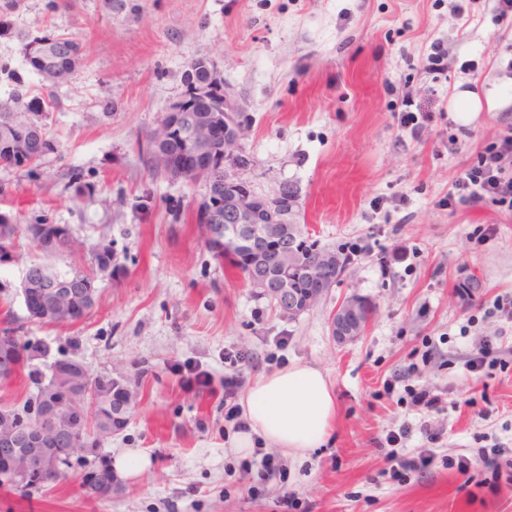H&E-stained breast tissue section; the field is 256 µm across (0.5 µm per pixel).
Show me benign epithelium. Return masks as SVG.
<instances>
[{
  "label": "benign epithelium",
  "mask_w": 512,
  "mask_h": 512,
  "mask_svg": "<svg viewBox=\"0 0 512 512\" xmlns=\"http://www.w3.org/2000/svg\"><path fill=\"white\" fill-rule=\"evenodd\" d=\"M184 102L185 98H179L160 117L154 135L166 144L178 137L192 148L178 155L171 152L163 155V173L195 183L212 166L211 147L224 145V195L214 194L216 206L224 209V241L244 254L243 268L255 292L273 295L288 308L290 318L311 309L327 292L323 276L328 268L339 263L338 256L320 250L316 261L306 260V247L298 245V238L285 221L288 209L296 202L289 196L287 187L281 186L273 197L258 195L243 178V171L252 162L243 146L245 122L235 101L223 94V100L214 104L200 125L187 129L182 121ZM259 224L275 227L276 245L270 247L255 237ZM18 294L30 322L48 321L64 303H78L72 290L59 283L55 271L45 266L39 267L37 281L32 280L31 270H26ZM355 304L352 299L346 301L331 319L332 336L339 343L360 335V328L352 321ZM49 373L59 383L71 379V362L63 355L51 362ZM35 410L37 417L29 419L20 409H0V479L27 489L40 487V476L72 462L70 457L50 452L45 448L47 443L84 434V410L78 397L69 391L64 390L56 397L37 396Z\"/></svg>",
  "instance_id": "1"
}]
</instances>
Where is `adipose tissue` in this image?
Segmentation results:
<instances>
[{
	"mask_svg": "<svg viewBox=\"0 0 512 512\" xmlns=\"http://www.w3.org/2000/svg\"><path fill=\"white\" fill-rule=\"evenodd\" d=\"M248 429L235 439L239 450L254 438L292 455L320 447L329 437L338 410L332 383L318 368L295 364L258 375L240 402Z\"/></svg>",
	"mask_w": 512,
	"mask_h": 512,
	"instance_id": "1",
	"label": "adipose tissue"
}]
</instances>
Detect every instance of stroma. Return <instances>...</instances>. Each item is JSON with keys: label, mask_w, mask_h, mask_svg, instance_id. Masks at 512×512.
Here are the masks:
<instances>
[{"label": "stroma", "mask_w": 512, "mask_h": 512, "mask_svg": "<svg viewBox=\"0 0 512 512\" xmlns=\"http://www.w3.org/2000/svg\"><path fill=\"white\" fill-rule=\"evenodd\" d=\"M460 3L464 16L451 9ZM0 0V99L23 77L52 96L59 145L34 169L0 167V212L68 225L76 252L51 255L20 239L0 264V315L27 313L13 292L24 270L94 268L111 246L118 271L99 279L97 303L79 322L34 323L31 336L74 351L96 374L129 379L137 403L105 438L106 460L133 449L143 471L112 493L82 487L83 466L47 492L0 491V512H512V321L496 307L512 295V212L489 202L442 207L462 167L512 128V28L486 0ZM76 39L71 81L46 86L18 52V37ZM448 69L426 67L431 44ZM207 57L252 123L243 176L261 195L298 192L288 221L319 246L355 251L311 310L284 316L243 276L218 263L196 212L206 188L150 171L140 148L183 91L188 64ZM502 103L464 123L455 93ZM430 113L419 138L400 128L405 103ZM79 174L90 192L70 183ZM403 249L381 266L379 250ZM358 294L375 311L340 344L330 319ZM229 354L241 355L237 366ZM293 364L319 368L338 398L326 444L279 454V472H246L225 418L224 377L245 382ZM207 386L187 384L190 371ZM393 392H386L387 383ZM441 392L433 413L406 387ZM429 425L434 440L420 430ZM410 427L391 445L388 433ZM429 431V432H430ZM431 448L423 472L394 479L400 456ZM497 448L501 476L457 463Z\"/></svg>", "instance_id": "obj_1"}]
</instances>
